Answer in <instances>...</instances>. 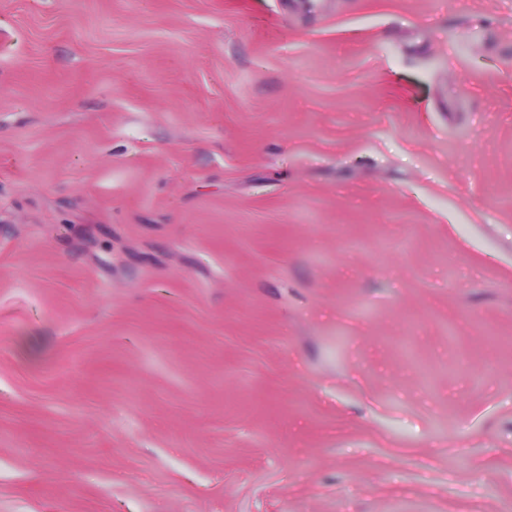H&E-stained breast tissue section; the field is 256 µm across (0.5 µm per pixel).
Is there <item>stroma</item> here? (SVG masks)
<instances>
[{"instance_id": "35a3bbf8", "label": "stroma", "mask_w": 512, "mask_h": 512, "mask_svg": "<svg viewBox=\"0 0 512 512\" xmlns=\"http://www.w3.org/2000/svg\"><path fill=\"white\" fill-rule=\"evenodd\" d=\"M0 512H512V0H0Z\"/></svg>"}]
</instances>
